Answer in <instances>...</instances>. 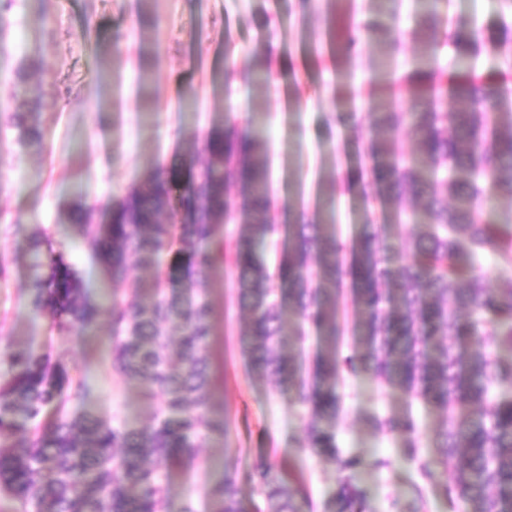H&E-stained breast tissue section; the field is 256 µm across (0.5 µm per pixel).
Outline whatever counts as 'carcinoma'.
<instances>
[{
	"label": "carcinoma",
	"mask_w": 512,
	"mask_h": 512,
	"mask_svg": "<svg viewBox=\"0 0 512 512\" xmlns=\"http://www.w3.org/2000/svg\"><path fill=\"white\" fill-rule=\"evenodd\" d=\"M387 29L376 11L336 36L354 55L365 38ZM412 35L420 51L405 63L404 81L415 85L416 109L368 113L362 161L342 179L343 191L365 204L350 242L302 212L289 225L288 251L269 264L280 225L267 193L268 140L229 119L205 141L203 166L150 173L113 197L103 222L79 216L93 256L115 282L132 257L153 273L149 302H99L50 237L33 241L30 311L50 314L60 336L109 316L116 330L112 371L161 407L143 429L89 411L69 413L66 406L83 399L87 386L63 361L49 352L0 349V493L19 504L18 512H168L171 468L192 465L207 440L224 438L226 418L206 413L223 382L211 353L206 279L226 254L220 227L241 217L247 231L231 250L237 303L250 314L241 338L248 372L272 379L303 410L298 451L334 464L328 512H369L366 492L353 483L363 462L342 454L336 439L346 374L366 375L442 413V429L425 444L408 416L376 417L374 425L404 440L422 480H432L438 465L451 472L448 512H512V396L503 393L512 389V366L491 349L462 342L488 336L496 347H512V225L479 217L483 183L512 197V89L473 72L481 33L457 26L445 33L457 49L454 107L438 111L436 12ZM11 120L19 145L38 143L25 114ZM404 128L413 139L408 153L395 148ZM232 185L243 192L240 208L227 193ZM371 197L395 206L409 258L390 242L388 225L375 222L366 207ZM164 214H180L185 223L164 224ZM485 256L501 269L496 288L477 269ZM286 311L317 334L307 371L287 345ZM49 406L58 416L44 427ZM256 471L265 512H302L303 489L278 465L262 460ZM206 496L212 512H250L234 469H223Z\"/></svg>",
	"instance_id": "1"
}]
</instances>
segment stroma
Returning a JSON list of instances; mask_svg holds the SVG:
<instances>
[{"label": "stroma", "instance_id": "obj_1", "mask_svg": "<svg viewBox=\"0 0 512 512\" xmlns=\"http://www.w3.org/2000/svg\"><path fill=\"white\" fill-rule=\"evenodd\" d=\"M396 15L386 54L381 41H365L352 57L327 35L330 0H11L0 14V348L50 352L90 394L70 412L87 410L133 428L149 425L158 408L138 384L111 370L112 324L74 328L57 335L50 316L28 306V251L33 234L45 230L80 271L101 301L128 296L140 273L123 283L96 263L79 234V209L95 221L114 193L140 183L154 166L182 167L199 156L202 141L225 120L259 128L270 141L272 211L287 223L301 207L335 211L345 238L359 229L361 199L337 191L339 176L358 162L354 135H366L368 112L381 104L410 111V91L392 95L388 85L417 47L409 30L420 0H354V19L376 6ZM441 20L478 28L484 40L512 31V12L500 0H442ZM255 52V62L243 59ZM28 68L25 80L15 72ZM356 112L357 132L330 125L339 112ZM27 113L41 141L20 147L9 113ZM233 271L224 264L206 286L214 308L211 341L224 384L207 404L228 421L226 441H210L194 467H174L169 477V512L187 499L203 501L205 489L234 465L243 495L264 507L257 493L255 464L263 459L289 470L304 484L303 512H324L336 490V471L325 460L295 451L302 411L272 382L249 376L240 348L247 316L236 305ZM136 288V287H135ZM343 408L336 421L344 454L382 457L380 470L359 469L356 483L371 512H390L392 501L412 500L417 476L404 458V444L371 424L378 416H411L422 439L443 422L442 414L365 376L345 378Z\"/></svg>", "mask_w": 512, "mask_h": 512}]
</instances>
